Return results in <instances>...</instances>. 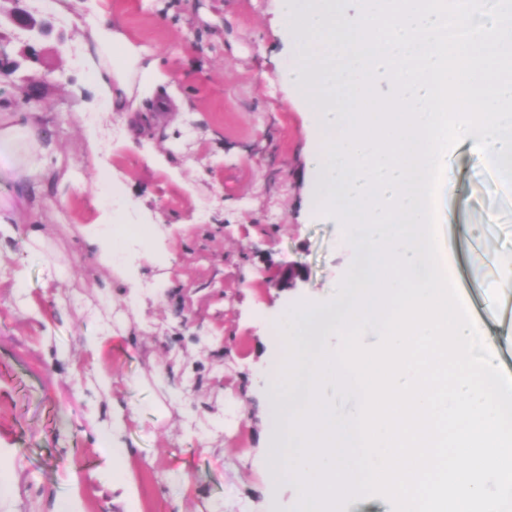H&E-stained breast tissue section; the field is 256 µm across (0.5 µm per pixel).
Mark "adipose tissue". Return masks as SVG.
<instances>
[{
	"label": "adipose tissue",
	"mask_w": 512,
	"mask_h": 512,
	"mask_svg": "<svg viewBox=\"0 0 512 512\" xmlns=\"http://www.w3.org/2000/svg\"><path fill=\"white\" fill-rule=\"evenodd\" d=\"M91 26L99 58L93 68V80L103 107H113L133 97L152 99L154 111H168V99L155 95L156 86L171 78L160 58L128 38L120 17L101 12ZM0 156L11 160L20 180L15 197L0 198V223L3 224L13 213L26 208L29 196L41 192L46 175L52 167L60 165L61 155L54 143L38 139L29 125L17 122L0 126ZM85 244L103 266L117 272L123 270L127 238L115 225H98L96 231L86 234Z\"/></svg>",
	"instance_id": "adipose-tissue-1"
}]
</instances>
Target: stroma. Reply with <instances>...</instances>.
I'll use <instances>...</instances> for the list:
<instances>
[{
    "label": "stroma",
    "instance_id": "stroma-1",
    "mask_svg": "<svg viewBox=\"0 0 512 512\" xmlns=\"http://www.w3.org/2000/svg\"><path fill=\"white\" fill-rule=\"evenodd\" d=\"M37 7L52 25L34 39L6 27L18 64L0 85V116L32 123L64 156L0 234V512H265L268 431L260 375L276 348L268 326L293 304L330 299L355 251L337 221L310 204L311 121L280 71L294 58L279 0H97L123 15L129 37L171 64L162 95L181 105L106 114L121 130L92 151L83 115L94 99L82 0ZM454 191L440 234L470 316L490 323L509 298L499 261L512 255V187L461 142L448 154ZM87 183L84 191L72 181ZM120 180L123 202L98 195ZM113 209L119 224L157 227L135 260L139 304L85 247L82 227ZM48 250L27 255L31 229ZM57 255L73 279H55ZM302 271L288 281L289 269ZM24 298L16 300V283ZM112 295L121 320L99 337L85 306ZM112 376L110 391L96 385ZM130 448L120 483L113 440Z\"/></svg>",
    "mask_w": 512,
    "mask_h": 512
}]
</instances>
